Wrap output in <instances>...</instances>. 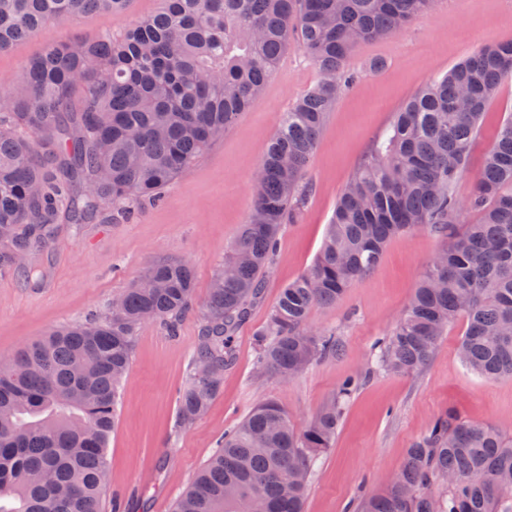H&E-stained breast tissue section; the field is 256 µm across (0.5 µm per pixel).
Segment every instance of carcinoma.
<instances>
[{
	"label": "carcinoma",
	"instance_id": "cac0c4a2",
	"mask_svg": "<svg viewBox=\"0 0 512 512\" xmlns=\"http://www.w3.org/2000/svg\"><path fill=\"white\" fill-rule=\"evenodd\" d=\"M130 0H0V52L44 26ZM124 34L53 46L0 96V273L37 272L58 220L78 227L113 208L131 214L230 129L301 48L319 81L285 113L253 182L251 212L208 289L201 342L177 420L204 415L232 365V336L261 294L285 224L313 185L310 157L336 99L355 82L346 62L362 42L402 32L433 0H158ZM512 80V40L483 45L432 78L396 113L336 201L312 265L281 289L259 336V366L287 380L336 354L333 334L307 327L411 229L448 239L390 334L380 368L415 372L460 317L458 352L486 378L512 376V118L498 130L460 201L483 114ZM476 214L465 224L464 215ZM25 254L20 264L16 256ZM185 261L151 264L105 316L53 330L0 363V512H104L107 445L119 387L142 325L170 333L192 305ZM211 370L202 374L198 366ZM343 384L305 428L278 404L252 410L179 499L175 512H303L313 463L331 448ZM400 483L358 512H512V439L450 412L406 452Z\"/></svg>",
	"mask_w": 512,
	"mask_h": 512
}]
</instances>
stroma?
<instances>
[{"mask_svg":"<svg viewBox=\"0 0 512 512\" xmlns=\"http://www.w3.org/2000/svg\"><path fill=\"white\" fill-rule=\"evenodd\" d=\"M158 0H130L127 10L92 14L48 25L0 53V91L18 80L25 64L50 46L120 34L156 9ZM512 40V0H435L399 35L358 46L347 61L357 75L330 112L313 151L308 176L314 184L297 223L285 225L263 294L232 343L233 364L219 394L193 424L175 422L178 391L202 328L208 288L224 254L245 224L252 181L266 145L285 112L319 79L298 48H290L259 98L161 201L143 204L133 217L105 210L93 223L60 225L40 257V281L0 274V361L52 328L102 314L107 305L156 262L185 260L195 270L191 309L169 334L158 322L143 325L133 343L121 386L117 419L107 448L106 497L124 512H173L181 494L216 452L225 430L268 400L306 427L349 378L347 399L332 447L313 467L304 512H349L378 492L427 427L448 412L463 420L501 427L512 436V377L489 379L467 371L458 356L466 328L458 319L442 336L432 360L408 374L376 366L377 341L388 336L422 274L448 241L416 230L392 238L378 266L354 282L332 305L308 315L315 332H335L341 350L313 361L283 380L260 369L256 333L281 288L313 263L347 181L393 121L396 112L432 77L486 43ZM380 70H373V63ZM512 116V80L491 102L469 156L458 196L470 194L474 174L505 119Z\"/></svg>","mask_w":512,"mask_h":512,"instance_id":"stroma-1","label":"stroma"}]
</instances>
